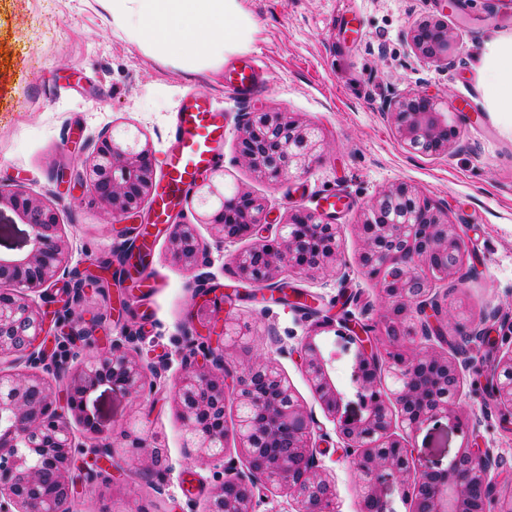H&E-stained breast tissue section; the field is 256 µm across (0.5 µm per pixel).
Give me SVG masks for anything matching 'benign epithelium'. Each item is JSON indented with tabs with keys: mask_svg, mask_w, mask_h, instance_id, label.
<instances>
[{
	"mask_svg": "<svg viewBox=\"0 0 512 512\" xmlns=\"http://www.w3.org/2000/svg\"><path fill=\"white\" fill-rule=\"evenodd\" d=\"M418 58L451 64L456 37L440 19L424 18L406 33ZM405 145L426 156L448 152L456 128L448 108L419 90L385 101ZM322 157V143L308 125L285 112H252L238 142L237 159L272 181L305 173ZM91 192L113 217L140 213L155 187V160L136 140L104 137L87 163ZM239 207L224 211V188L208 185L205 196L218 198L206 217L219 242L250 236L265 220L264 205L247 192H237ZM11 210L18 223L30 227L28 249L0 255V281L18 288L0 293V360L22 365L21 371L0 372V512H63L71 510L74 482L69 477L79 456L94 461L112 456V443L76 440L69 424L74 417L91 433L96 423L87 413L89 395L108 384L125 395L145 394L146 367L133 356L135 339L121 336L105 352L75 353L80 369L70 378L65 403H60L48 378L61 377L63 362L39 349L44 316L27 293L54 285L68 273L69 247L55 210L17 185L0 183V210ZM362 266L379 282L384 302L383 325L390 342L400 345L411 335L410 309L430 318L441 311L431 296L428 276L446 279L457 272L462 235L441 210L407 184L393 185L365 207L360 225ZM337 225L312 212L297 211L281 225L279 240L252 246L234 255L241 275L254 283L274 279L288 264L300 271L325 270L336 260ZM173 257L194 269L207 252L191 225L177 224L170 235ZM356 377L364 410L342 413V398L331 380L327 361L310 341L304 364L325 412L332 418L353 455L362 480L361 512H389L377 475L385 473L410 485L414 512H512V494L501 495L490 480L488 448H467L443 471H428L393 436V415L376 388L385 371L401 422L411 431L437 415H454L460 388V365L425 347L383 358L370 337L359 336ZM201 367L196 350L183 356L176 389L178 404L200 459L224 465V359L206 353ZM497 402L512 409V355L502 359L494 387ZM232 394L239 410V443L248 470L227 469V477L210 497L209 512H256L262 488L288 489L293 512H334V488L318 469L311 445L309 418L292 388L271 362L257 358L236 379Z\"/></svg>",
	"mask_w": 512,
	"mask_h": 512,
	"instance_id": "1",
	"label": "benign epithelium"
}]
</instances>
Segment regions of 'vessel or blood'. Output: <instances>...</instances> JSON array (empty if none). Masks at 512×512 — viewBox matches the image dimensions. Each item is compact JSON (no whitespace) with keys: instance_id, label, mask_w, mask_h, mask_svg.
<instances>
[{"instance_id":"vessel-or-blood-1","label":"vessel or blood","mask_w":512,"mask_h":512,"mask_svg":"<svg viewBox=\"0 0 512 512\" xmlns=\"http://www.w3.org/2000/svg\"><path fill=\"white\" fill-rule=\"evenodd\" d=\"M261 72L258 58L252 56L225 69L224 82L238 95H252L260 88ZM224 136L223 110L216 108L206 95H187L170 131V150L155 197L156 224H166L189 188L220 159Z\"/></svg>"}]
</instances>
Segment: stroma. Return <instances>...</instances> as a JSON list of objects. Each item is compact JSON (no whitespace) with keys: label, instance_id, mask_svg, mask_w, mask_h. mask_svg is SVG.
Segmentation results:
<instances>
[{"label":"stroma","instance_id":"35a3bbf8","mask_svg":"<svg viewBox=\"0 0 512 512\" xmlns=\"http://www.w3.org/2000/svg\"><path fill=\"white\" fill-rule=\"evenodd\" d=\"M254 29L246 46L223 63L189 71L140 49L113 28L100 0H0V179L13 181L53 207L71 251L67 282L85 280L71 306L74 331L96 338L140 337L139 356L156 374L152 392L135 400L99 386L87 411L113 444L100 477L78 485L74 512H208L222 468L198 461L178 408L176 381L190 347L224 356L228 370L270 358L312 419L314 457L335 487L336 512H360V480L346 444L308 379L302 345L313 338L342 395L344 411L362 408L352 336L370 326L380 352L383 334L378 282L360 264L363 206L388 186L405 182L459 225L465 257L453 279L437 281L441 333L423 339L420 319L407 348L429 342L454 355L465 348L454 417L436 416L416 432L401 421L393 431L413 457L447 469L465 448L493 453L499 492L512 491V414L489 395L497 362L512 353V120L490 111L478 68L484 44L512 37V0H239ZM443 20L457 50L445 68L414 57L405 42L420 19ZM259 57L267 81L241 101L224 85L226 64ZM418 89L447 99L457 128L448 152L424 156L400 140L386 99ZM211 97L225 113L224 160L205 173L228 191L263 200L266 222L256 235L216 243L205 224L206 205L191 191L177 222L195 225L209 262L187 269L170 250L168 232L154 240L145 265L158 286L147 292L137 276L100 272L111 252L139 244L148 221L114 219L94 205L84 163L103 133L136 132L163 165L180 99ZM287 112L314 128L322 158L307 173L270 181L237 160L246 113ZM347 195L349 208L332 213L340 229L336 261L320 273L282 267L272 286L243 279L234 254L273 242L292 213H322L329 192ZM490 338H473L475 328ZM145 421L150 447L141 460L121 433Z\"/></svg>","mask_w":512,"mask_h":512}]
</instances>
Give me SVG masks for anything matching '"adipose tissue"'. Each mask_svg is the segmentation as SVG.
<instances>
[{"instance_id":"obj_1","label":"adipose tissue","mask_w":512,"mask_h":512,"mask_svg":"<svg viewBox=\"0 0 512 512\" xmlns=\"http://www.w3.org/2000/svg\"><path fill=\"white\" fill-rule=\"evenodd\" d=\"M112 25L151 54L187 68L223 62L227 51L244 46L253 23L238 0H102ZM480 85L491 111L512 116V42L484 45Z\"/></svg>"}]
</instances>
